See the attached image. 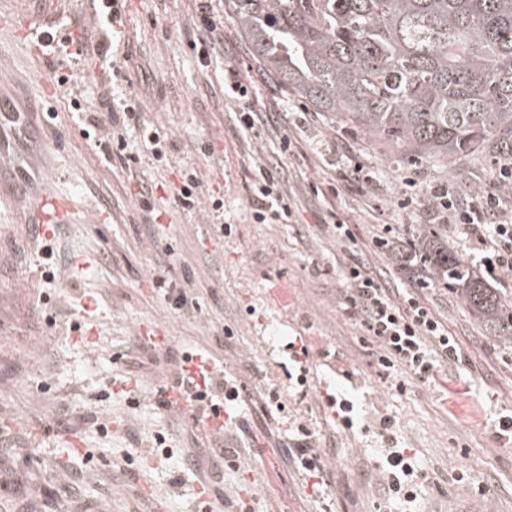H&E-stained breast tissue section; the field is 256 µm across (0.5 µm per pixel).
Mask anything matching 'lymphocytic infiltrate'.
<instances>
[{
    "instance_id": "1",
    "label": "lymphocytic infiltrate",
    "mask_w": 512,
    "mask_h": 512,
    "mask_svg": "<svg viewBox=\"0 0 512 512\" xmlns=\"http://www.w3.org/2000/svg\"><path fill=\"white\" fill-rule=\"evenodd\" d=\"M100 37L89 43L87 36L74 35L55 27L40 32L35 44L47 65L57 71L58 85H67L64 68L89 62L101 77L116 73L115 53L122 41L124 19L121 7L109 0H92ZM224 94L238 104L236 123L239 131L255 129L261 114L249 104L250 86L231 65L224 68ZM431 212L436 223L449 224L464 234L469 248L479 255L484 268L512 272V207L496 190L463 196L447 189L432 188ZM250 216L257 224L293 222L295 208L283 196L279 182L267 169L247 186ZM332 229L350 253L343 270L345 305L364 335L375 340L380 350L374 360L382 370L403 366L419 379L432 377L442 363L459 359L461 349L447 324L415 294H393L363 261L357 258V240L351 225L337 221ZM424 474L404 451L387 457L383 478L391 497L414 500L416 486Z\"/></svg>"
}]
</instances>
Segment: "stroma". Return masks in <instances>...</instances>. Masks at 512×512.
I'll return each mask as SVG.
<instances>
[{"label":"stroma","mask_w":512,"mask_h":512,"mask_svg":"<svg viewBox=\"0 0 512 512\" xmlns=\"http://www.w3.org/2000/svg\"><path fill=\"white\" fill-rule=\"evenodd\" d=\"M89 5L0 0V76L52 111L41 188L71 204L63 224L0 211V436L8 443L0 512H201L206 501L217 512H451L464 489L492 512H512V442L498 429L512 414V340L494 337L434 281L421 297L457 336L460 359L431 382L400 366L380 372L377 343L345 311L348 256L329 227L335 216L352 224L362 259L387 288L415 287L437 248L474 259L464 235L431 221L430 188H491L512 147L493 142L450 166L394 157L288 96L255 60L229 0L215 2L224 58L206 69L197 61L205 34L194 24L196 0H126L114 91L138 99L142 122L167 132L168 160L157 164L131 129L126 150L112 151L111 129L87 130L24 35L55 24L91 29ZM228 64L271 117L259 133L235 126L236 105L224 98ZM354 166L370 182L343 181ZM264 167L295 204L294 223L250 218L245 187ZM189 169L200 180L191 211L173 196ZM143 184L153 189L150 212L138 198ZM215 199L231 234L212 219ZM387 224L413 265L375 247ZM172 283L188 289L194 312L173 308ZM158 334L165 346L146 343ZM299 338L311 358L303 386L288 350ZM188 354L223 368L240 392L223 443L241 456L218 462L222 480L207 486L202 431L159 398ZM326 391L353 402L352 427L327 407ZM272 393L281 407L267 414ZM295 421L324 458L320 482L282 451ZM385 448L418 459L426 479L414 502L390 499L379 485Z\"/></svg>","instance_id":"obj_1"}]
</instances>
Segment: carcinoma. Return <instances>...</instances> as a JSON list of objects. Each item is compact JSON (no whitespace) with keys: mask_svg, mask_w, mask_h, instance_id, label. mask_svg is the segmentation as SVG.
<instances>
[{"mask_svg":"<svg viewBox=\"0 0 512 512\" xmlns=\"http://www.w3.org/2000/svg\"><path fill=\"white\" fill-rule=\"evenodd\" d=\"M289 95L400 155L449 162L512 138V0H229ZM433 273L512 338V314L450 251Z\"/></svg>","mask_w":512,"mask_h":512,"instance_id":"cac0c4a2","label":"carcinoma"}]
</instances>
